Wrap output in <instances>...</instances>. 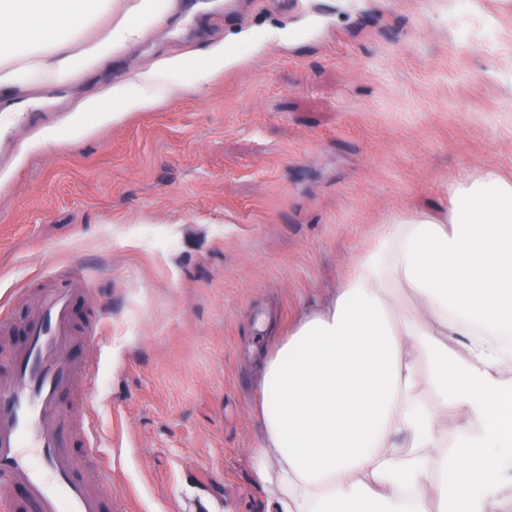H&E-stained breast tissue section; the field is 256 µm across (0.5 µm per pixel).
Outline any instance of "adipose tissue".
I'll return each mask as SVG.
<instances>
[{
	"instance_id": "adipose-tissue-1",
	"label": "adipose tissue",
	"mask_w": 512,
	"mask_h": 512,
	"mask_svg": "<svg viewBox=\"0 0 512 512\" xmlns=\"http://www.w3.org/2000/svg\"><path fill=\"white\" fill-rule=\"evenodd\" d=\"M92 0H0V47L44 49L51 81L137 43L132 18L76 55L66 33ZM446 211L382 224L322 309L303 316L257 380L251 475L267 512H502L512 492V179L485 168ZM410 289L413 310L395 309ZM433 401H426V394ZM461 420L455 433L443 411Z\"/></svg>"
}]
</instances>
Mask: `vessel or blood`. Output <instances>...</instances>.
I'll return each instance as SVG.
<instances>
[{
  "mask_svg": "<svg viewBox=\"0 0 512 512\" xmlns=\"http://www.w3.org/2000/svg\"><path fill=\"white\" fill-rule=\"evenodd\" d=\"M88 282L74 270L64 287L44 291L27 323L28 339L9 354L0 376V486L20 487L35 512H106L108 503L82 475L83 463L107 477L94 428L83 433L86 452L74 454L62 439L72 415L62 395L81 370L71 356L76 333L71 309Z\"/></svg>",
  "mask_w": 512,
  "mask_h": 512,
  "instance_id": "1",
  "label": "vessel or blood"
}]
</instances>
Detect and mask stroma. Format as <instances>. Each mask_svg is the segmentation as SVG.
<instances>
[{
	"label": "stroma",
	"instance_id": "stroma-1",
	"mask_svg": "<svg viewBox=\"0 0 512 512\" xmlns=\"http://www.w3.org/2000/svg\"><path fill=\"white\" fill-rule=\"evenodd\" d=\"M223 2L156 0L139 43L62 82L5 53L40 118L0 126V350L81 267L71 351L93 364L110 512H265L262 356L394 213L512 175V0ZM135 3L100 0L74 51ZM117 85L156 103L113 120Z\"/></svg>",
	"mask_w": 512,
	"mask_h": 512
}]
</instances>
